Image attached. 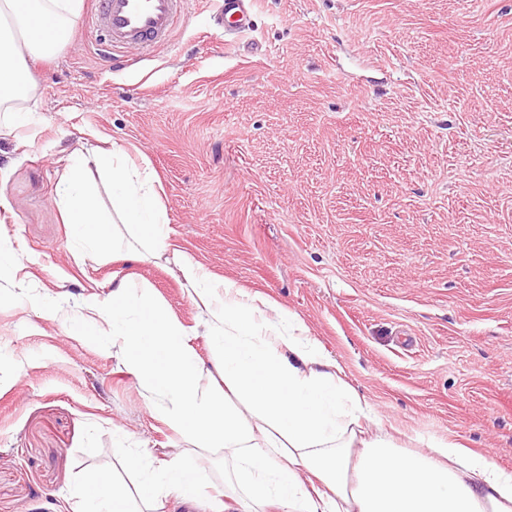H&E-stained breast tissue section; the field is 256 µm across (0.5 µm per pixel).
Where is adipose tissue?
Instances as JSON below:
<instances>
[{
	"label": "adipose tissue",
	"mask_w": 512,
	"mask_h": 512,
	"mask_svg": "<svg viewBox=\"0 0 512 512\" xmlns=\"http://www.w3.org/2000/svg\"><path fill=\"white\" fill-rule=\"evenodd\" d=\"M83 0H0V115L36 123L30 108L34 59L55 55L78 22ZM55 201L75 256L129 262L171 255L198 310L193 325L169 312L148 284L112 280L108 294H83L79 336H96L148 393L154 419L187 451L223 449L244 486L237 512H512V472L454 442L411 452L383 428L365 432L371 408L306 324L269 298L246 294L174 245L148 169L120 147L61 148ZM111 209H104L101 190ZM205 336L222 352L207 367L192 346ZM141 471L144 512L199 500L196 472L170 465ZM80 512H130L111 475L92 476Z\"/></svg>",
	"instance_id": "ef3b65f1"
}]
</instances>
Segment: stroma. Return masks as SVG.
Returning <instances> with one entry per match:
<instances>
[{
	"mask_svg": "<svg viewBox=\"0 0 512 512\" xmlns=\"http://www.w3.org/2000/svg\"><path fill=\"white\" fill-rule=\"evenodd\" d=\"M187 0L170 45L119 69L78 22L35 62L34 127L0 140L33 294L0 275V512H58L108 470L140 508L141 452L181 439L111 351L69 325L113 273L197 310L164 260H75L57 145L96 131L150 165L173 237L213 273L297 314L408 450L464 444L512 471V0H254L238 40ZM202 483L237 494L223 452Z\"/></svg>",
	"mask_w": 512,
	"mask_h": 512,
	"instance_id": "1",
	"label": "stroma"
}]
</instances>
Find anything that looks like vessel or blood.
Masks as SVG:
<instances>
[{
    "mask_svg": "<svg viewBox=\"0 0 512 512\" xmlns=\"http://www.w3.org/2000/svg\"><path fill=\"white\" fill-rule=\"evenodd\" d=\"M185 0H94L88 17L95 32L103 34V51L113 66H120L119 50L135 47L147 53L167 44L183 13ZM225 35L251 27L252 11L244 0H222L212 16Z\"/></svg>",
    "mask_w": 512,
    "mask_h": 512,
    "instance_id": "obj_1",
    "label": "vessel or blood"
}]
</instances>
